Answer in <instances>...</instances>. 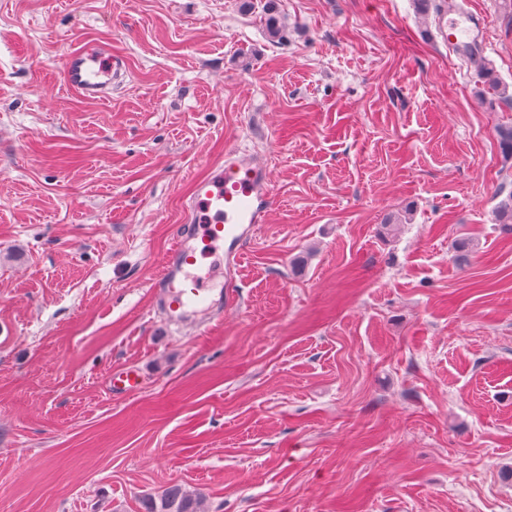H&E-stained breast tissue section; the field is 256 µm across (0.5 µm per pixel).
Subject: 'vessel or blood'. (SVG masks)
Returning a JSON list of instances; mask_svg holds the SVG:
<instances>
[{
    "mask_svg": "<svg viewBox=\"0 0 512 512\" xmlns=\"http://www.w3.org/2000/svg\"><path fill=\"white\" fill-rule=\"evenodd\" d=\"M442 21L452 33L451 45L460 52L482 40L481 25L468 16L458 0H448ZM65 83L78 93L105 100L115 84L128 74L121 53L99 43L82 46L62 59ZM275 204L270 171L262 160L240 150L226 151L222 163L208 176L196 179L176 225L174 242L158 276L151 284L155 307L170 325L201 332L207 321L219 318L237 297V271L247 243L265 224ZM220 255L223 266L203 264L208 254ZM221 275L224 284L213 292L211 281ZM141 374L134 369L112 372V395L122 398L138 391Z\"/></svg>",
    "mask_w": 512,
    "mask_h": 512,
    "instance_id": "b4317fda",
    "label": "vessel or blood"
}]
</instances>
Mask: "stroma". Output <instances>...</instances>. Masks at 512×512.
<instances>
[{
  "mask_svg": "<svg viewBox=\"0 0 512 512\" xmlns=\"http://www.w3.org/2000/svg\"><path fill=\"white\" fill-rule=\"evenodd\" d=\"M467 2L493 94L444 0H0V512H512V0ZM89 41L106 101L63 81ZM234 147L276 204L223 321L170 332L150 285ZM442 21L452 32L450 44L460 53L465 52L476 43L482 46L481 24L468 16L457 0H448L443 11ZM65 83L78 93L105 100L112 87L128 74L126 58L112 47L91 43L67 53L62 59ZM141 385V374L135 369L113 371L110 376V386L114 398H123L131 395L138 391ZM143 512H204L200 497L179 485L167 488L157 497H149Z\"/></svg>",
  "mask_w": 512,
  "mask_h": 512,
  "instance_id": "stroma-1",
  "label": "stroma"
}]
</instances>
